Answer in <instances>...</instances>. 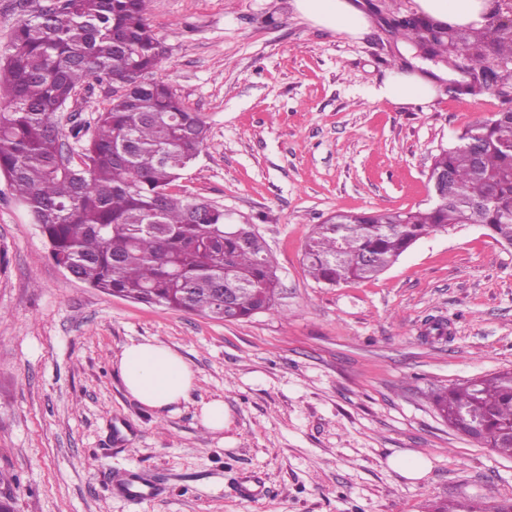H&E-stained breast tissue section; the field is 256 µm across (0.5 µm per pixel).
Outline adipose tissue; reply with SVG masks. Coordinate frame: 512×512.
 <instances>
[{
	"label": "adipose tissue",
	"mask_w": 512,
	"mask_h": 512,
	"mask_svg": "<svg viewBox=\"0 0 512 512\" xmlns=\"http://www.w3.org/2000/svg\"><path fill=\"white\" fill-rule=\"evenodd\" d=\"M420 12L452 25L481 24L491 0H415ZM294 7L312 25L341 36L360 38L369 33L371 22L363 0H294ZM433 76L419 73L397 75L374 92L376 99L395 105L431 100ZM118 367L127 393L139 404L158 411L168 410L190 396L194 373L172 349L150 341L126 345Z\"/></svg>",
	"instance_id": "1"
}]
</instances>
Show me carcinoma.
<instances>
[{"instance_id": "obj_1", "label": "carcinoma", "mask_w": 512, "mask_h": 512, "mask_svg": "<svg viewBox=\"0 0 512 512\" xmlns=\"http://www.w3.org/2000/svg\"><path fill=\"white\" fill-rule=\"evenodd\" d=\"M494 0L479 31L453 41L476 88L505 107L467 127L435 156L448 194L426 208L336 214L315 225L303 255L308 274L336 285L377 278L417 240L457 224H482L512 246V10ZM150 0H37L0 49V173L47 240L56 264L77 279L134 302L238 322L276 306L280 294L267 244L252 224L173 188L206 144L208 128L173 87L154 77L159 45ZM395 31L424 54L448 53L457 32L428 17ZM105 80L125 88L97 113L90 135L68 149L59 113L80 89ZM233 295L226 307L220 289ZM439 415L485 448L512 456V369L440 388ZM463 499L430 512H508Z\"/></svg>"}]
</instances>
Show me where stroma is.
I'll return each mask as SVG.
<instances>
[{
    "label": "stroma",
    "mask_w": 512,
    "mask_h": 512,
    "mask_svg": "<svg viewBox=\"0 0 512 512\" xmlns=\"http://www.w3.org/2000/svg\"><path fill=\"white\" fill-rule=\"evenodd\" d=\"M377 30L342 38L293 0H151L156 71L208 127L180 194L255 225L280 278L274 310L228 323L148 306L74 279L0 175V472L14 512H426L436 501H512V458L437 413L432 390L512 368V248L485 226L423 238L377 279L329 286L303 264L314 225L339 211L427 207L432 160L501 107L448 64L432 99H375L392 75L432 68L395 19L415 0H366ZM94 82L60 115L92 123ZM444 322L446 335L431 333ZM155 341L192 368L189 400L156 414L117 361ZM220 399L213 432L202 403ZM424 457L413 480L391 457ZM157 487L142 502L119 481ZM262 493L246 500L242 479ZM200 417L204 426L213 430H223L226 419L223 400L213 399L202 403Z\"/></svg>",
    "instance_id": "stroma-1"
}]
</instances>
